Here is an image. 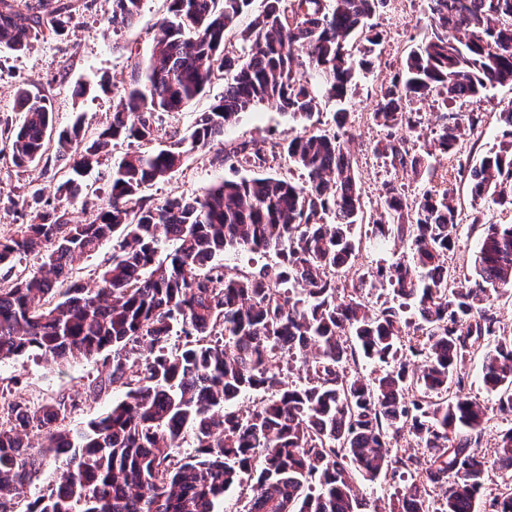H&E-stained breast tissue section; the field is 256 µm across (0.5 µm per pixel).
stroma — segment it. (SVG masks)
Segmentation results:
<instances>
[{
  "instance_id": "1",
  "label": "stroma",
  "mask_w": 512,
  "mask_h": 512,
  "mask_svg": "<svg viewBox=\"0 0 512 512\" xmlns=\"http://www.w3.org/2000/svg\"><path fill=\"white\" fill-rule=\"evenodd\" d=\"M72 2L76 10L64 34L47 36L21 52L0 50V130L17 122L16 91L25 84L33 85L49 98L56 127L69 126L79 117L88 132L105 128L119 101L115 83L129 78L135 63L147 60L158 27L168 15L166 0H143L137 19L131 25L116 28L112 25V0ZM427 13V0H386L374 18L383 39L370 70L357 74L352 96L342 101L320 99L317 109L300 124L289 121L283 112L267 104L241 113L225 126L222 141L187 152L180 167L166 180L146 189V197L157 204L176 196L193 198L222 181L252 176L250 167L221 161V154L243 143L256 148L284 143L304 128H334L335 113L344 111L352 135L348 147L366 215L375 217L381 213L382 196L391 181L402 186L408 200H415L429 184L440 183L452 174L456 165L453 156L431 148L437 105L429 99L411 105L413 111L420 113L421 123L409 133L408 140L419 152L427 153L432 172L428 178L387 171L373 152L384 132L373 120L372 112L403 59L424 39ZM223 94L224 80L217 77L184 111L156 114L157 147L168 145L171 136L189 135L199 116L209 111ZM510 104L512 85L496 87L482 101L470 104V111L476 112L480 121L474 130L466 131L460 142L464 154L476 161L497 147L498 114ZM133 150V144L121 141L102 153L99 164L84 178L85 193L68 207L73 223L93 221L106 206L112 167ZM61 175L56 162L47 168L20 169L9 157L0 156V237L13 235L18 225L29 222L33 190H42L44 200L54 201ZM456 201L465 230L458 249L449 253L447 264L455 275L462 277L473 273L480 232L470 226L474 209L467 183L457 184ZM107 371V366L99 361H80L57 368L24 356L0 363V392L9 399L20 396L34 403L53 401L63 393L81 397L79 408L66 421L67 427L79 429L106 412L121 395L116 388L101 393L97 399L86 398L89 383L104 377Z\"/></svg>"
}]
</instances>
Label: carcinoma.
<instances>
[{"label": "carcinoma", "mask_w": 512, "mask_h": 512, "mask_svg": "<svg viewBox=\"0 0 512 512\" xmlns=\"http://www.w3.org/2000/svg\"><path fill=\"white\" fill-rule=\"evenodd\" d=\"M143 0H112V23L129 25ZM382 0H266L239 32L240 60L226 46L250 0H169L150 57L120 90L107 128L88 138L82 118L58 134L55 160L69 166L60 199L79 198L83 173L112 142L150 145L154 114L181 112L217 72L224 96L200 115L187 137L126 154L112 170L107 206L90 224H74L63 204L0 238V270L23 258L36 271L0 284V362L31 355L66 364L103 359L107 376L89 383L92 399L111 387L122 399L85 428L64 425L79 406L71 396L35 405L0 403V512L47 465L29 433L54 457L48 493L27 512H219L224 493L250 478L248 512H367L355 476L399 480L391 512H475L494 470L512 473V428L483 450L489 413L468 393L479 361L485 389L512 414V336L494 297L512 290V224L485 221L472 277L448 273L459 241L456 188L446 178L410 203L391 186L381 205L388 223L372 224L371 246L399 242L409 254L376 269L391 302L376 307L364 281L341 274L356 266L364 203L345 137L347 113L335 128L304 129L265 153L246 145L226 153L259 170L224 181L192 199L152 204L141 193L165 180L188 150L224 137L240 113L275 102L293 121L316 107L312 85L339 101L352 93L357 70L373 64L381 34L371 19ZM425 40L402 63V76L381 92L373 112L387 130L374 151L396 171L419 177L423 154L406 146L414 126L410 104L442 103L433 147L455 154L476 118L462 107L512 84V0H428ZM71 18L69 4L48 9L0 0V48L20 52ZM8 148L18 168L38 165L53 128L48 98L26 87ZM498 149L470 172L472 201L512 209V107L499 113ZM285 156L303 178L264 173ZM113 240L114 254L97 275L99 288L73 278V262ZM173 248H165L166 243ZM274 253L277 261L229 278V250ZM350 289L338 300L339 289ZM179 334L180 349L169 351ZM386 366L366 377L349 365ZM302 373L288 381L283 370ZM252 392L244 410L231 404ZM407 433L424 457L398 455ZM191 437L194 451L179 456ZM512 512V484L493 500Z\"/></svg>", "instance_id": "cac0c4a2"}]
</instances>
